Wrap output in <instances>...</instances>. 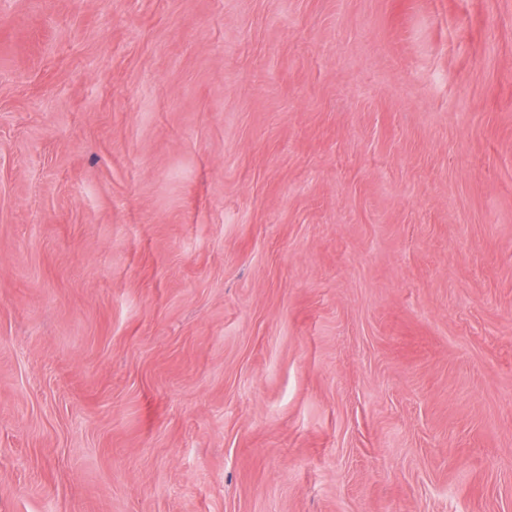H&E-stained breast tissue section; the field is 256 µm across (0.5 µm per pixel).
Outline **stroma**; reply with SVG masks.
<instances>
[{"mask_svg":"<svg viewBox=\"0 0 512 512\" xmlns=\"http://www.w3.org/2000/svg\"><path fill=\"white\" fill-rule=\"evenodd\" d=\"M0 512H512V0H0Z\"/></svg>","mask_w":512,"mask_h":512,"instance_id":"35a3bbf8","label":"stroma"}]
</instances>
